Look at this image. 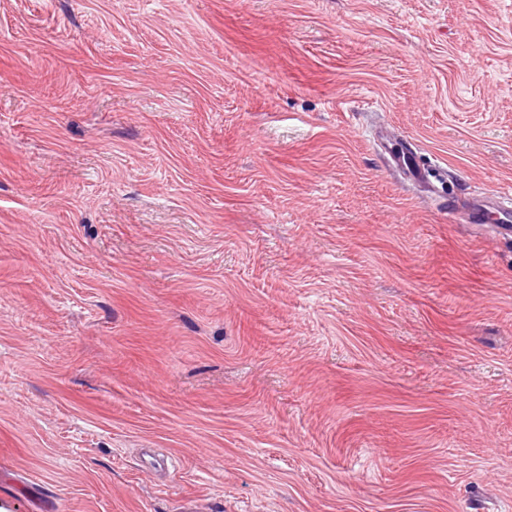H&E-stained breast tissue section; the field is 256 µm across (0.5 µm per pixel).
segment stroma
I'll return each instance as SVG.
<instances>
[{"mask_svg": "<svg viewBox=\"0 0 512 512\" xmlns=\"http://www.w3.org/2000/svg\"><path fill=\"white\" fill-rule=\"evenodd\" d=\"M477 186L512 0H0V512H512Z\"/></svg>", "mask_w": 512, "mask_h": 512, "instance_id": "stroma-1", "label": "stroma"}]
</instances>
